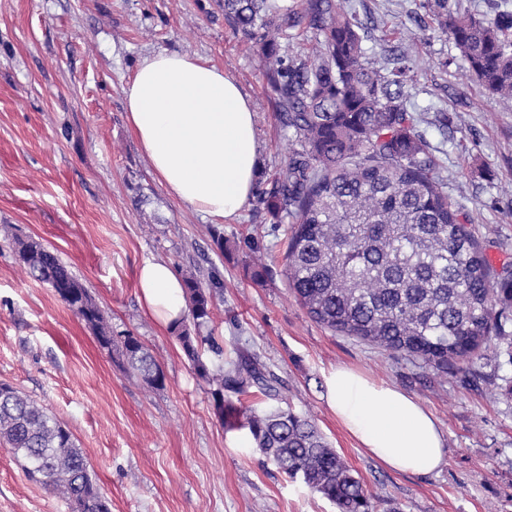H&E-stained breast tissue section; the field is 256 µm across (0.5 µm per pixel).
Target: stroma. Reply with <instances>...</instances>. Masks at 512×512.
<instances>
[{
    "mask_svg": "<svg viewBox=\"0 0 512 512\" xmlns=\"http://www.w3.org/2000/svg\"><path fill=\"white\" fill-rule=\"evenodd\" d=\"M381 53L410 39L408 99L443 165L448 196L489 262H512V107L493 101L419 0H345ZM159 52L224 70L250 102L256 189L282 174L291 144L256 53L218 0H0V382L31 395L72 431L112 512H336L289 480L243 432L225 430L211 388L173 330L138 300L147 258L178 275L217 271L212 333L226 353L257 354L279 378L281 407L308 417L375 496L377 512H512V357L506 341L437 376L420 362L312 321L288 288L286 238L257 197L212 224L171 199L130 130L125 92ZM41 241L132 334L162 385L128 372L92 330L19 264L13 237ZM262 278H254V271ZM356 367L420 401L437 418L445 460L425 476L383 467L359 448L324 399L336 365ZM0 512H72L29 480L0 444Z\"/></svg>",
    "mask_w": 512,
    "mask_h": 512,
    "instance_id": "1",
    "label": "stroma"
}]
</instances>
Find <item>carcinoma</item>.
<instances>
[{"instance_id":"carcinoma-1","label":"carcinoma","mask_w":512,"mask_h":512,"mask_svg":"<svg viewBox=\"0 0 512 512\" xmlns=\"http://www.w3.org/2000/svg\"><path fill=\"white\" fill-rule=\"evenodd\" d=\"M221 6L224 21L256 48L292 141L285 174L259 201L274 223L291 220L285 272L309 317L440 376L472 360L492 337H505L512 263H489L448 198L407 106L405 88L414 78L409 55L388 63L368 53L362 24L340 0H221ZM421 6L485 90L512 101L509 5L492 19L450 11L448 0ZM301 26L312 31L311 45L290 54L281 40ZM15 252L30 253L31 277L55 287L101 348L117 350L132 374L162 383L148 349L135 336L112 335L105 312L54 251L17 237ZM184 284L189 322L176 327L177 338L197 375L213 386L225 430L248 431L282 473L301 479L337 512H375L373 494L310 419L224 399L226 391L241 398L256 388L276 400L281 383L257 355L238 349L227 357L214 337L201 335L221 290L216 273H192ZM204 346L215 361L203 359ZM0 439L25 463L28 477L68 498L73 512H112L69 429L7 383H0Z\"/></svg>"}]
</instances>
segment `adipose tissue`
<instances>
[{
    "mask_svg": "<svg viewBox=\"0 0 512 512\" xmlns=\"http://www.w3.org/2000/svg\"><path fill=\"white\" fill-rule=\"evenodd\" d=\"M128 124L166 192L223 223L248 202L260 166L254 113L237 83L201 59L157 53L134 72ZM139 300L161 326H175L186 302L181 278L163 260H144ZM326 403L361 448L384 467L437 471L445 440L433 413L401 389L345 365L325 378Z\"/></svg>",
    "mask_w": 512,
    "mask_h": 512,
    "instance_id": "adipose-tissue-1",
    "label": "adipose tissue"
}]
</instances>
